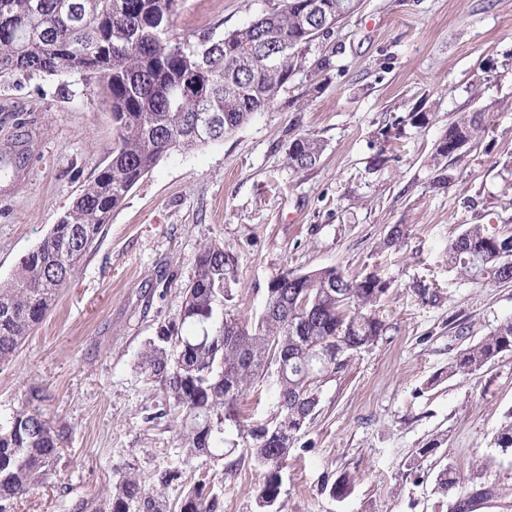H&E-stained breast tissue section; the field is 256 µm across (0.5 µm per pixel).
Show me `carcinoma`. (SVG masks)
<instances>
[{
    "mask_svg": "<svg viewBox=\"0 0 512 512\" xmlns=\"http://www.w3.org/2000/svg\"><path fill=\"white\" fill-rule=\"evenodd\" d=\"M177 0H0V75L22 71L78 73L101 82L116 137L112 156L84 186L36 249L21 259L16 276L0 284V364L8 363L53 308L61 288L97 245L112 214L130 190L173 149L217 141L273 106L288 81L301 77L320 89L336 69V50L315 55L313 43L330 36L355 12L360 0H318L332 25L307 15L306 0H277L242 26L223 33H171ZM208 109L214 126L198 129L196 115ZM484 113H464L448 125L436 155L448 158L485 132ZM322 143L298 136L288 164L308 169L319 162ZM512 235L472 224L448 246V267L478 283L512 280ZM233 259L217 244L195 257L185 289L181 331L166 329L148 343L140 369L159 384L181 417L186 461L224 459L229 427L249 437L250 457L264 469L259 497L274 508L290 443L317 405L316 387L343 368L345 360L382 336L385 323L372 309L388 284L370 273L351 280L335 268L303 274L284 271L270 282L266 303L288 307L262 312L253 324L224 314L233 300ZM285 365L276 373L275 412L269 430L243 417L241 398L255 377L273 366L272 348ZM512 351V317L448 364V376L472 374ZM495 445L512 450V420L500 425ZM63 442L50 419L23 408L0 426V512L41 481ZM495 494L474 489L451 512H465ZM185 501L190 512H214L216 495L195 485ZM107 512H167L134 472L105 493Z\"/></svg>",
    "mask_w": 512,
    "mask_h": 512,
    "instance_id": "carcinoma-1",
    "label": "carcinoma"
}]
</instances>
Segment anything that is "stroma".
Listing matches in <instances>:
<instances>
[{
  "label": "stroma",
  "instance_id": "stroma-1",
  "mask_svg": "<svg viewBox=\"0 0 512 512\" xmlns=\"http://www.w3.org/2000/svg\"><path fill=\"white\" fill-rule=\"evenodd\" d=\"M273 2L178 0L173 31L227 32ZM332 41L341 51L320 92L292 80L223 140L165 155L0 366V424L40 408L66 438L14 512H104L106 488L128 472L170 512L199 483L216 493L215 512H263V470L244 438L224 436L232 474L185 463L169 403L139 367L146 344L179 326L195 256L210 243L235 260L224 310L247 321L287 269L375 272L390 285L376 308L384 335L322 383L291 444L277 512H449L480 486L496 495L476 512H512V452L492 439L512 413V353L448 374L460 351L512 316V282L472 283L446 262L469 225L512 235V0H362ZM478 110L488 126L480 142L437 158L449 123ZM414 112L426 124H413ZM300 135L324 144L304 170L287 159ZM114 137L101 83L0 77V283L109 162ZM397 227L403 237L390 242ZM420 284L440 302L419 303ZM446 467L460 483L445 494L436 477ZM165 470L180 476L161 487L154 476ZM345 473L351 489L332 497Z\"/></svg>",
  "mask_w": 512,
  "mask_h": 512
}]
</instances>
